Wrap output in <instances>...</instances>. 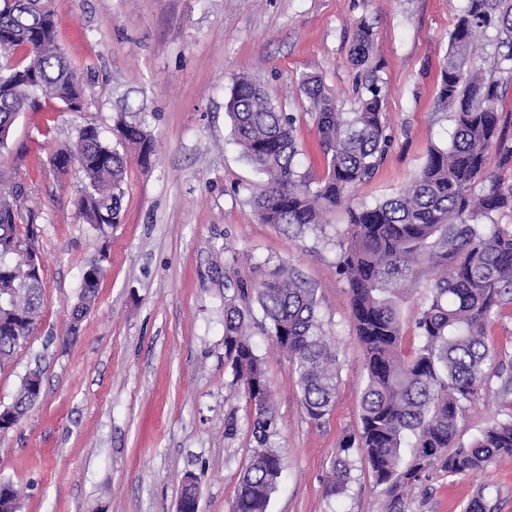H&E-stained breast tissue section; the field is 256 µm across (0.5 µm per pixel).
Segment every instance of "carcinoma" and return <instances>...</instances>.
Returning a JSON list of instances; mask_svg holds the SVG:
<instances>
[{
	"mask_svg": "<svg viewBox=\"0 0 512 512\" xmlns=\"http://www.w3.org/2000/svg\"><path fill=\"white\" fill-rule=\"evenodd\" d=\"M496 31L499 71L512 80V0H466L450 34L440 69L437 104L453 112L450 144L430 148L427 161L400 194L374 205L351 206L348 193L369 178L390 147L393 131L382 120L386 85L369 66L370 27L357 23L350 54L359 70L358 106L341 112L318 76L303 78L300 96L314 111L318 145L327 173L315 180L301 171L295 117L274 105L252 77H238L225 102L241 155L262 176L251 202L265 224L305 233L343 208L350 232L337 260L346 279L365 381L361 427L346 437L326 476L325 494H345L355 480L356 450L385 497L384 512H409L408 492L432 471L449 477L512 457V414L493 421L469 445L456 443L458 422L478 391L496 376L498 399L512 406V374L489 345L487 328L512 305V224L493 216L512 212V180L486 170L488 153L512 171V142L500 129L497 103L504 79L486 76L474 63L477 40ZM80 74L59 45L51 0H0V149L8 145L17 117L55 101L68 112L84 110ZM109 145L98 127L76 130L74 149L50 156L64 172L78 164L85 186L77 200L84 223L101 231L120 222L127 172L126 149L151 165L154 146L146 121L117 120ZM21 186L0 172V365L11 362L33 335L41 316L43 279L29 272L24 247L13 241L21 219ZM428 282L416 311L418 343L404 348L402 306L409 287ZM98 283L82 278L74 317L94 303ZM258 304L268 334L288 354L304 412L321 423L341 384L335 346L318 319L315 290L283 267L255 282L238 277L224 299V351L234 380L252 408L255 442L240 477L233 512H267L283 471L273 448L279 421L263 360L248 337ZM25 374L12 406L23 418L39 396ZM410 449L404 458L403 449ZM19 489L0 477V512H18ZM464 512H496L480 491Z\"/></svg>",
	"mask_w": 512,
	"mask_h": 512,
	"instance_id": "cac0c4a2",
	"label": "carcinoma"
}]
</instances>
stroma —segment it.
Segmentation results:
<instances>
[{
	"mask_svg": "<svg viewBox=\"0 0 512 512\" xmlns=\"http://www.w3.org/2000/svg\"><path fill=\"white\" fill-rule=\"evenodd\" d=\"M466 0H53L59 43L80 73L85 107L52 104L19 115L0 170L22 186V210L39 233L44 305L33 337L0 366V405L26 372L43 371L42 395L0 435V474L21 490L19 512H178L182 478H199L201 512H232L252 454V411L224 355V296L235 272L262 281L276 268L317 290L323 330L341 370L336 404L322 424L306 417L285 352L254 325L250 341L274 393L284 459L268 512H383L365 466L345 495H325L331 459L360 427L363 354L348 285L336 271L347 232L327 224L293 234L261 223L251 205L260 182L234 142L224 102L249 74L296 118L303 170L326 173L308 102L298 84L321 76L343 111L356 101L349 60L355 26L374 38L372 64L386 83L383 119L395 140L352 201L399 194L451 141V112L437 108L440 65ZM146 112L156 152L150 167L129 157L121 223L95 231L75 201L78 167L58 173L48 154L78 126L113 143L121 112ZM103 269L94 305L70 334V313L91 261ZM491 381L468 404L457 441L469 444L505 418ZM234 421L233 435L224 424ZM512 512V458L451 478L434 473L409 492L412 512H463L480 488Z\"/></svg>",
	"mask_w": 512,
	"mask_h": 512,
	"instance_id": "1",
	"label": "stroma"
}]
</instances>
